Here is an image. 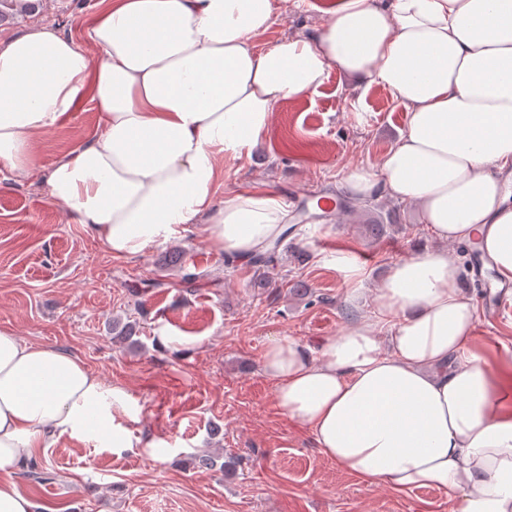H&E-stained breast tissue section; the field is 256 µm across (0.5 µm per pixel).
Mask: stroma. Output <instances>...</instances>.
<instances>
[{
    "label": "stroma",
    "instance_id": "1",
    "mask_svg": "<svg viewBox=\"0 0 512 512\" xmlns=\"http://www.w3.org/2000/svg\"><path fill=\"white\" fill-rule=\"evenodd\" d=\"M98 0H47L45 8L0 24V43L52 24L79 33ZM320 23L315 11L281 0L257 48ZM98 112L82 104L37 142L44 166L95 130ZM405 112L384 88L330 72L318 93L283 102L251 157L220 166L217 199L274 187L285 198L317 189L337 198L345 173L378 170L397 142ZM386 230L373 236L351 216L294 224V250H279L283 288H258L247 263H228L211 249L197 218L176 240L132 258H115L80 225L68 223L46 183L0 171V329L23 342L76 356L104 387L129 393L141 413L125 420L128 448L94 437L61 440L16 469L18 489L34 512H455L432 487L405 495L366 486L327 460L312 436L279 408L262 357L284 337L318 350L358 322L378 316L374 290L390 266L437 247L416 208L384 192L355 201ZM339 248L364 269L345 283L330 264ZM476 307L477 344L495 354L512 346V311L485 319V292L467 269L473 247L448 243ZM193 282H186V275ZM300 284L291 292V284ZM135 323L137 335L117 339L113 323ZM235 457L230 471L204 468L202 451Z\"/></svg>",
    "mask_w": 512,
    "mask_h": 512
}]
</instances>
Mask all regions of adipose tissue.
Masks as SVG:
<instances>
[{
  "label": "adipose tissue",
  "mask_w": 512,
  "mask_h": 512,
  "mask_svg": "<svg viewBox=\"0 0 512 512\" xmlns=\"http://www.w3.org/2000/svg\"><path fill=\"white\" fill-rule=\"evenodd\" d=\"M312 34L264 51L271 0H101L82 38L42 25L0 44V167L43 178L52 201L113 256L132 257L205 217L212 248L245 261L292 220L276 190L216 201L223 160L251 154L281 103L338 71L386 88L405 128L378 172L343 194L413 205L438 248L394 263L381 322L312 353L274 338L263 369L321 454L367 485L430 486L458 512H512V347L472 346L476 314L446 243L474 239L512 282V0H294ZM101 119L50 169L37 139L83 100ZM139 410L74 355L0 329V512H34L12 479L46 442L128 447Z\"/></svg>",
  "instance_id": "adipose-tissue-1"
}]
</instances>
